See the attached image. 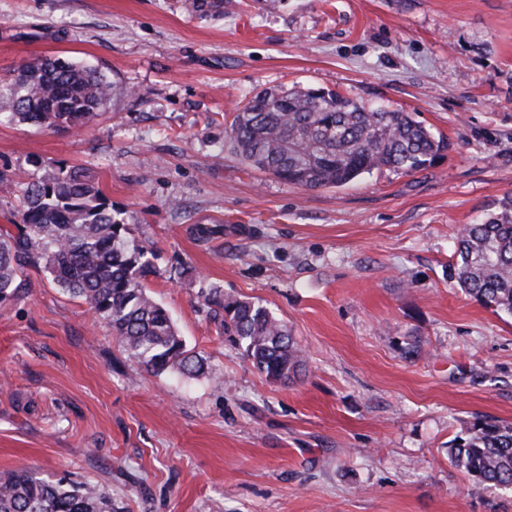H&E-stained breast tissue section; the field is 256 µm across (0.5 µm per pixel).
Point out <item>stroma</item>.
Returning <instances> with one entry per match:
<instances>
[{
    "label": "stroma",
    "mask_w": 512,
    "mask_h": 512,
    "mask_svg": "<svg viewBox=\"0 0 512 512\" xmlns=\"http://www.w3.org/2000/svg\"><path fill=\"white\" fill-rule=\"evenodd\" d=\"M43 55L114 93L79 132L0 124V169L94 175L207 368L147 373L28 268L0 304V475L66 474L116 512H512L448 461L474 418L512 422V317L448 278L459 227L512 194V0H0V77ZM277 85L414 113L450 147L415 173L288 184L224 147ZM211 285L287 325L298 379L270 381L206 318Z\"/></svg>",
    "instance_id": "obj_1"
}]
</instances>
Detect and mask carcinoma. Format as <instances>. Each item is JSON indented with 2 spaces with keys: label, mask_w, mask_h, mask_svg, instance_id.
<instances>
[{
  "label": "carcinoma",
  "mask_w": 512,
  "mask_h": 512,
  "mask_svg": "<svg viewBox=\"0 0 512 512\" xmlns=\"http://www.w3.org/2000/svg\"><path fill=\"white\" fill-rule=\"evenodd\" d=\"M187 13H220L224 0H184ZM12 110L0 120L79 130L106 108L109 82L98 72L52 57L25 62L9 78ZM224 145L248 166L306 189L343 187L375 170L415 172L449 144L410 112L374 107L332 90L264 89L233 113ZM18 193L23 227L0 235V302L22 291L24 271L39 263L65 292L105 321L127 355L153 375L197 377L205 359L188 348L167 309L147 292L157 274L151 247L131 229L88 172L59 165L34 179L0 172ZM449 278L481 304L512 315V195L456 236ZM210 320L241 346L270 380H294L303 349L267 307L198 291ZM451 464L477 484L512 489V423L477 418L448 450ZM0 512H113L96 485L49 482L27 467L0 476Z\"/></svg>",
  "instance_id": "carcinoma-1"
}]
</instances>
